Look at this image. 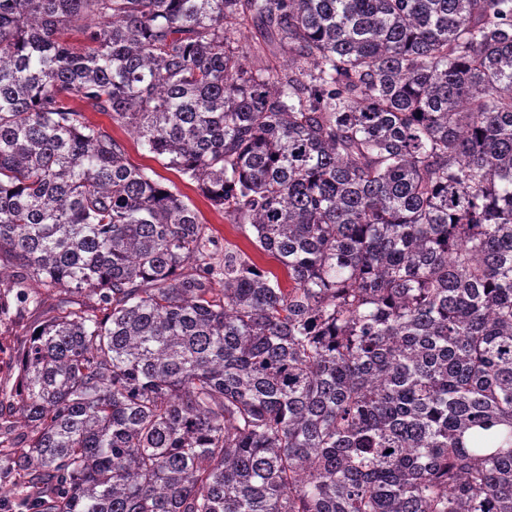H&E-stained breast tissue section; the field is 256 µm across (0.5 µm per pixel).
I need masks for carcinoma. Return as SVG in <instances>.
<instances>
[{"label": "carcinoma", "instance_id": "obj_1", "mask_svg": "<svg viewBox=\"0 0 512 512\" xmlns=\"http://www.w3.org/2000/svg\"><path fill=\"white\" fill-rule=\"evenodd\" d=\"M0 284L14 512H512V0H0ZM112 134L125 146L126 157L130 163L141 168L151 169L162 178L171 180L178 190L185 195L186 201H190L198 211L199 217L210 229L212 236L224 250V245L229 248H237L250 255L258 264L275 272L280 280L282 288H289L288 276L278 261L267 253L259 251L251 241L255 235L249 225L241 227L240 224H231L224 218V212L215 208L210 201L203 196L196 183L183 180L178 173L166 166L167 160L158 158L143 150L137 144L136 139L127 131L112 126ZM42 321L39 313L26 314L20 321L0 322V390L10 388L16 376V362L22 355L28 336Z\"/></svg>", "mask_w": 512, "mask_h": 512}]
</instances>
